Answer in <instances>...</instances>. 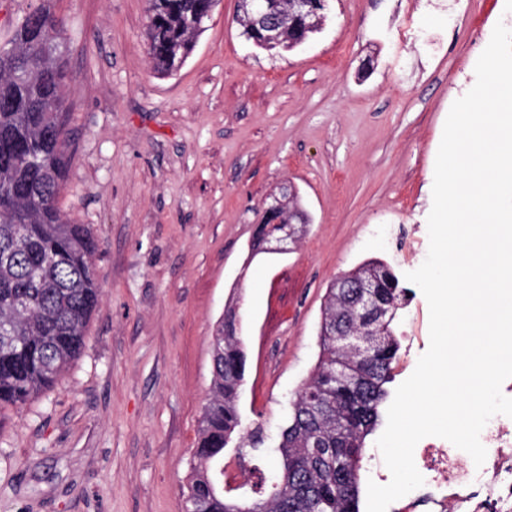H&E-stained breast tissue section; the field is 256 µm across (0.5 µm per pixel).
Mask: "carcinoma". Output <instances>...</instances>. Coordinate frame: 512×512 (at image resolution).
Returning a JSON list of instances; mask_svg holds the SVG:
<instances>
[{"instance_id":"cac0c4a2","label":"carcinoma","mask_w":512,"mask_h":512,"mask_svg":"<svg viewBox=\"0 0 512 512\" xmlns=\"http://www.w3.org/2000/svg\"><path fill=\"white\" fill-rule=\"evenodd\" d=\"M218 0H148L145 39L153 69L173 76L192 53ZM276 30L238 13L246 40L266 51L306 40L313 30L288 19V0H267ZM64 20L39 5L0 45V409L52 385L85 346L99 304L96 240L61 213L66 177L63 108L68 74ZM375 280L389 313L360 323L350 289L331 285L310 377L288 400L273 451L275 480L251 489L224 475L228 456L252 463L268 451L261 426L239 407L246 352L238 307L230 303L213 336L210 394L183 490L191 512H360L359 462L382 421L399 343L391 324L405 289L378 260L348 271ZM367 331V348L345 334Z\"/></svg>"}]
</instances>
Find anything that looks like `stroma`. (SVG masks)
<instances>
[{
  "instance_id": "obj_1",
  "label": "stroma",
  "mask_w": 512,
  "mask_h": 512,
  "mask_svg": "<svg viewBox=\"0 0 512 512\" xmlns=\"http://www.w3.org/2000/svg\"><path fill=\"white\" fill-rule=\"evenodd\" d=\"M67 21L61 211L98 243L100 301L82 354L0 410V512H183L212 377L237 298L245 423L276 430L309 377L332 281L428 247L448 112L475 84L512 0H330L320 33L270 53L219 0L174 76L151 67L147 0H50ZM293 183L309 216L285 253L252 254L268 196ZM395 383L429 343L408 284Z\"/></svg>"
}]
</instances>
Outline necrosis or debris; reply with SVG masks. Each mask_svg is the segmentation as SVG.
I'll return each mask as SVG.
<instances>
[{
    "mask_svg": "<svg viewBox=\"0 0 512 512\" xmlns=\"http://www.w3.org/2000/svg\"><path fill=\"white\" fill-rule=\"evenodd\" d=\"M480 440L487 456L479 467L445 439L420 442L414 462L424 483L388 512H512V417L493 416Z\"/></svg>",
    "mask_w": 512,
    "mask_h": 512,
    "instance_id": "necrosis-or-debris-1",
    "label": "necrosis or debris"
}]
</instances>
